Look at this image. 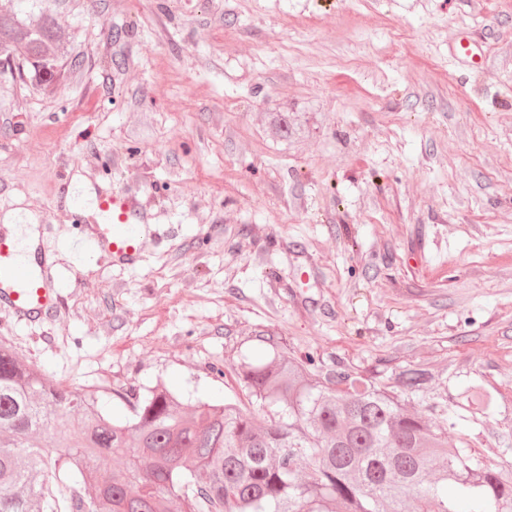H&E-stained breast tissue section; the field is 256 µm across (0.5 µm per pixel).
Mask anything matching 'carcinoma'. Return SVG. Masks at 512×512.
Masks as SVG:
<instances>
[{
  "mask_svg": "<svg viewBox=\"0 0 512 512\" xmlns=\"http://www.w3.org/2000/svg\"><path fill=\"white\" fill-rule=\"evenodd\" d=\"M24 2L0 13V60L50 83L69 33L40 0ZM274 122L293 134L289 112ZM237 373L253 412L185 401L162 382L143 396L50 387L0 346V512H173L177 502L185 512H512V467L492 468L448 436L456 422L426 399L424 365L389 383L317 368L311 355L243 361ZM102 394L134 399L132 416L102 412ZM462 395L475 413L492 404L478 383ZM68 472L81 480L65 485Z\"/></svg>",
  "mask_w": 512,
  "mask_h": 512,
  "instance_id": "obj_1",
  "label": "carcinoma"
}]
</instances>
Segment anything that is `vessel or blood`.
I'll use <instances>...</instances> for the list:
<instances>
[{
  "label": "vessel or blood",
  "instance_id": "vessel-or-blood-1",
  "mask_svg": "<svg viewBox=\"0 0 512 512\" xmlns=\"http://www.w3.org/2000/svg\"><path fill=\"white\" fill-rule=\"evenodd\" d=\"M97 209L103 222L95 227L89 244L110 253L115 261L136 263L139 251L134 231L145 221L136 196L106 193L98 197ZM46 268L44 250H37L34 260L23 264L17 260L15 247L0 236V304L12 308L22 320L54 309L57 298L44 278Z\"/></svg>",
  "mask_w": 512,
  "mask_h": 512
}]
</instances>
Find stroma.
<instances>
[{
	"label": "stroma",
	"instance_id": "35a3bbf8",
	"mask_svg": "<svg viewBox=\"0 0 512 512\" xmlns=\"http://www.w3.org/2000/svg\"><path fill=\"white\" fill-rule=\"evenodd\" d=\"M47 5L72 63L0 73V217L35 221L60 302L0 305V344L57 385L245 411L246 357L423 364L469 448L512 463V0ZM109 191L147 215L137 266L76 249ZM464 401L474 413L485 412L492 404L491 394L480 384H470L462 393Z\"/></svg>",
	"mask_w": 512,
	"mask_h": 512
}]
</instances>
